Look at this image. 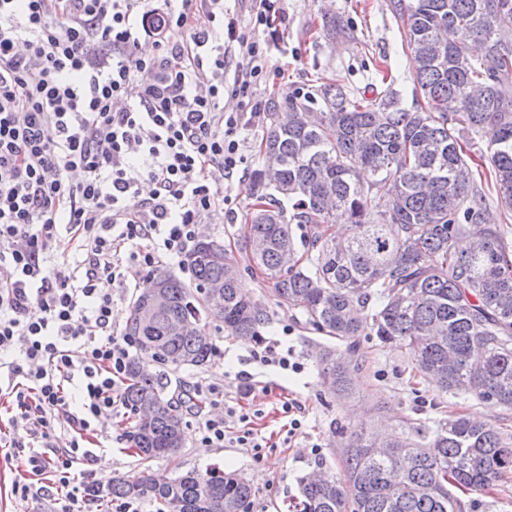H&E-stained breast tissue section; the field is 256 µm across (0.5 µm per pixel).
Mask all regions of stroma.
<instances>
[{"label": "stroma", "instance_id": "stroma-1", "mask_svg": "<svg viewBox=\"0 0 512 512\" xmlns=\"http://www.w3.org/2000/svg\"><path fill=\"white\" fill-rule=\"evenodd\" d=\"M274 7L284 22L277 39L267 41L265 69L253 88L252 98L283 102L295 91L330 82L343 86L351 95L369 99L390 89L402 107L412 108L411 53L403 30L392 16L389 0H275ZM331 16L344 30L343 36L333 41L320 32L323 18ZM264 133L265 127L260 124L240 134L241 152L247 160L245 169L222 182L224 194L233 203L217 205L202 218L201 225L207 238L223 243L233 252L247 287L265 302L263 336L280 333L286 324L292 327L288 343L304 369L293 373L246 363L248 349L212 323L208 330L218 352L207 366H166L162 374L171 392L203 382L231 393L237 385V373H250L249 407L261 410L255 426L268 437L269 445L257 455L244 448L202 447L197 422L188 415L184 418L179 452L171 458L143 461L118 440L133 426V415L111 413L101 417L92 437L99 446V485L118 478L133 481L146 472L169 480L190 470L202 472L218 467L239 474L252 484L250 512H289L302 477L318 468L337 471L341 449L351 430L415 423L431 432L444 419L461 414L512 435V412L479 401L464 391L438 393L418 373L404 347L395 343L382 345L372 337L360 339L367 364L359 373L352 394L339 400L328 392L318 368L319 352L328 344L326 337L306 324L303 316L275 303L269 283L241 247L249 203L247 189L253 171L262 163L260 144ZM288 397L306 409L304 425L293 436L273 410L276 402ZM22 473L21 463L11 457L9 449L0 447V512H55L52 501L23 499L13 494L12 485Z\"/></svg>", "mask_w": 512, "mask_h": 512}]
</instances>
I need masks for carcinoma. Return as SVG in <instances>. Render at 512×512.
Masks as SVG:
<instances>
[{
    "label": "carcinoma",
    "mask_w": 512,
    "mask_h": 512,
    "mask_svg": "<svg viewBox=\"0 0 512 512\" xmlns=\"http://www.w3.org/2000/svg\"><path fill=\"white\" fill-rule=\"evenodd\" d=\"M392 9L412 51L414 109L391 90L354 100L336 86L270 100L242 246L278 306L347 345L349 357L325 349L319 359L333 395L352 393L360 337L374 336L405 347L439 393L465 390L512 411V245L488 223L481 181L489 176L498 207L512 212V0H393ZM335 223L348 225L339 239L329 233ZM463 236L472 242L459 251ZM187 266L188 282L153 274L165 284L163 312L141 321L140 293L125 323L136 344L124 384L137 416L128 438L143 459L173 457L183 445L184 416L157 367L206 366L211 317L243 339L259 338L267 320L265 303L228 276L234 258L224 244L197 242ZM217 282L223 305L212 310ZM178 320L191 327L169 332ZM418 434L352 432L341 472L300 479L294 512H463L451 488L490 492L512 473V440L492 425L455 416L428 439ZM90 496L249 512L252 488L211 468L114 480Z\"/></svg>",
    "instance_id": "1"
}]
</instances>
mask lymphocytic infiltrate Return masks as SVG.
Returning <instances> with one entry per match:
<instances>
[{
    "label": "lymphocytic infiltrate",
    "instance_id": "f902f5d3",
    "mask_svg": "<svg viewBox=\"0 0 512 512\" xmlns=\"http://www.w3.org/2000/svg\"><path fill=\"white\" fill-rule=\"evenodd\" d=\"M201 11L208 27L195 23ZM174 28L186 40H166ZM234 46L242 60L229 88L248 97L267 49L242 39L224 0L178 10L169 0H0V268L10 273L0 282V418L24 465L13 494L88 512L98 460L89 436L98 417L125 409L136 350L112 332V290L186 258L222 200L218 173L244 164L238 136L260 116L255 100L245 112L220 105ZM72 170L83 179L70 181ZM61 237L80 261L54 253ZM282 333L249 360L301 372L283 343L291 327ZM186 408L203 446H266L218 387L194 385Z\"/></svg>",
    "mask_w": 512,
    "mask_h": 512
}]
</instances>
